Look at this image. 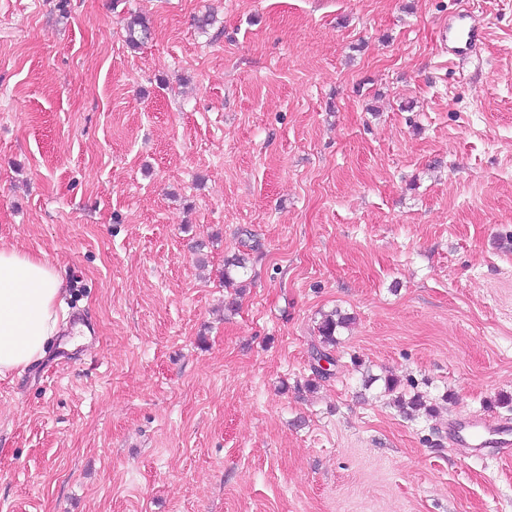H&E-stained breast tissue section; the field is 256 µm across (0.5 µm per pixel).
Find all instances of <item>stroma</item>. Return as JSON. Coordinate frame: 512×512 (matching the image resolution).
I'll return each instance as SVG.
<instances>
[{"instance_id":"obj_1","label":"stroma","mask_w":512,"mask_h":512,"mask_svg":"<svg viewBox=\"0 0 512 512\" xmlns=\"http://www.w3.org/2000/svg\"><path fill=\"white\" fill-rule=\"evenodd\" d=\"M59 2L0 0V247L93 333L0 377V512H512L449 431L512 422V0ZM486 35L485 24L469 12L460 11L448 25V54L467 59L481 47ZM125 33L127 41L134 46H138L148 41L151 36V27L145 18L140 15H133L126 21ZM336 314L330 315L327 317L319 326L318 332L321 337V344L323 350H317V355H319V359H326L327 361H331V356L328 352H326L327 346H335L338 342V338L336 336L337 331L340 328H345L350 319L349 317L342 315L338 310L335 312Z\"/></svg>"}]
</instances>
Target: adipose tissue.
I'll use <instances>...</instances> for the list:
<instances>
[{"label":"adipose tissue","instance_id":"ef3b65f1","mask_svg":"<svg viewBox=\"0 0 512 512\" xmlns=\"http://www.w3.org/2000/svg\"><path fill=\"white\" fill-rule=\"evenodd\" d=\"M63 280L46 259L0 248V376L41 361L67 328Z\"/></svg>","mask_w":512,"mask_h":512}]
</instances>
